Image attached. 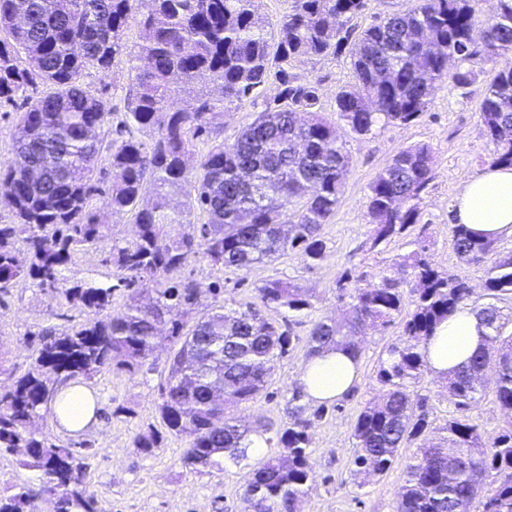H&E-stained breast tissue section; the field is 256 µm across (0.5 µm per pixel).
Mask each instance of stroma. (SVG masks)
I'll return each instance as SVG.
<instances>
[{
  "instance_id": "stroma-1",
  "label": "stroma",
  "mask_w": 512,
  "mask_h": 512,
  "mask_svg": "<svg viewBox=\"0 0 512 512\" xmlns=\"http://www.w3.org/2000/svg\"><path fill=\"white\" fill-rule=\"evenodd\" d=\"M467 67L473 74L472 83L461 87L448 78L437 84L426 111L411 124L380 126L366 136L338 126L337 133L350 157V172L335 214L322 227L326 250L318 265L306 267L299 253L291 251L239 270L220 272L200 258L189 260L182 269V276L204 283L223 280V298L232 307L253 301L256 288L270 279L296 283L313 296L312 309L292 325L296 336L293 350L277 362L267 387L243 405L244 420L287 421V401L297 389L296 377L305 361L313 321L341 318L346 308L336 288L342 273L361 276L366 285L373 283L381 272L395 270L413 250L415 241L422 240L440 271L467 280L476 294H483L486 265L463 261L453 248L449 231L455 195L490 164L493 153L479 118L480 99L492 76V66L478 56ZM293 73L300 81L316 86L319 109L329 116L336 108L337 93L353 81L345 51L296 62ZM86 82L114 111L125 112L131 86L126 64H119L105 77L90 74ZM417 143L429 144L433 154V178L419 202L418 220L401 236L371 249L372 227L366 215L369 185L398 151ZM55 304L50 293L28 279L18 281L10 293L0 297V355L10 368L8 375L0 377V384L9 385L28 371L33 348L23 337L52 325L48 312ZM400 332V325L395 324L360 337L358 380L347 396L326 403L324 417L315 420L309 462L316 483L305 512H395V491L404 478L402 463L414 454V447L401 449L400 464L363 485L352 475L350 460L352 426L365 403L380 394V360ZM170 346V341H163L146 368L136 374L106 370L88 382L100 405L97 425L70 435L60 431L50 418L45 429L60 442L86 443L91 456L87 480L100 512H241L245 476L260 456L270 454V447L249 453L240 465L192 473L181 465L186 438L164 434L159 447L148 455L140 453L135 444L142 433L162 431L157 405Z\"/></svg>"
}]
</instances>
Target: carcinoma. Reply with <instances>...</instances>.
Instances as JSON below:
<instances>
[{"label": "carcinoma", "instance_id": "cac0c4a2", "mask_svg": "<svg viewBox=\"0 0 512 512\" xmlns=\"http://www.w3.org/2000/svg\"><path fill=\"white\" fill-rule=\"evenodd\" d=\"M476 2L409 0L351 41L344 27L365 0H294L275 30L259 0H0V102L44 87L26 98L15 124V158L0 164V206L13 215L12 223L0 224V294L29 278L58 305L84 314L66 330L43 329L29 370L0 388V453L43 475L37 490L0 489V512H31L42 496L53 499L55 512H98L86 482L89 455L57 442L39 422L60 385L142 367L162 324L178 348L168 360L159 414L169 434L188 438L182 466L221 470L226 461L247 458L254 439L274 442L280 454L254 464L241 486L245 512H304L316 475L301 395L288 401V422L278 427L249 425L235 410L269 383L296 340L266 311L293 317L312 308V294L271 279L244 310L224 303L192 318L201 298L217 296L224 285L187 279L181 269L198 257L219 271L246 268L290 250L306 267L316 266L326 250L322 226L336 212L349 173L336 122L358 136L382 123H413L452 58L482 55L496 66L479 118L494 145L492 163L512 166V0H496L480 42L472 35ZM133 22L141 42L131 48L125 33ZM348 43L354 82L338 93L330 118L319 111L315 86L291 68ZM123 58L134 90L117 137L108 141L112 109L84 78L107 74ZM269 83L278 93L260 104ZM192 84L203 93L177 101L179 88ZM248 106L261 110L233 141L221 138L224 113ZM134 128L153 133L150 142L136 138ZM431 162L429 145L416 144L372 181L371 248L416 223ZM95 195L106 196L114 213H132L133 237L112 234L107 217L90 207ZM294 202L299 209L290 220L283 207ZM196 211L206 223L192 222ZM450 232L461 258L490 263L486 301H471L465 280L440 273L421 242L397 274L349 289L343 319L313 323L306 358L338 347L359 355L352 336L395 323L404 284L412 282L414 309L378 372L382 395L364 405L352 429V472L382 475L398 463L399 449L419 440L395 492L396 512H471L477 499L482 512H512V332L498 306L512 296V254L493 256L497 241L463 224ZM89 249L117 283L65 285L63 270ZM118 288L126 301L114 312ZM468 301L488 333L483 347L443 380L448 399L468 410L485 395L484 373L495 365L494 398L506 425L494 437L470 416L433 426L429 397L418 390L428 368L424 344Z\"/></svg>", "mask_w": 512, "mask_h": 512}]
</instances>
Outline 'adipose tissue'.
<instances>
[{
  "mask_svg": "<svg viewBox=\"0 0 512 512\" xmlns=\"http://www.w3.org/2000/svg\"><path fill=\"white\" fill-rule=\"evenodd\" d=\"M455 223L495 239L512 238V167L489 166L469 180L452 203ZM486 330L469 307L459 308L437 326L425 344L432 372L444 375L466 362L482 343ZM359 361L343 349H335L307 360L298 384L306 401L321 403L344 397L354 386ZM61 399L51 405L59 426L70 433L97 424L96 401L85 387L66 383Z\"/></svg>",
  "mask_w": 512,
  "mask_h": 512,
  "instance_id": "ef3b65f1",
  "label": "adipose tissue"
}]
</instances>
